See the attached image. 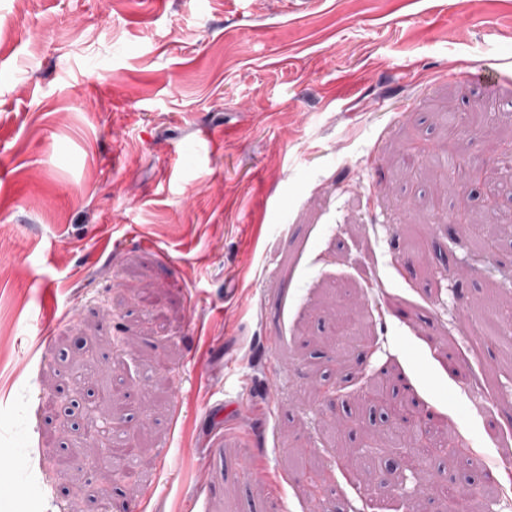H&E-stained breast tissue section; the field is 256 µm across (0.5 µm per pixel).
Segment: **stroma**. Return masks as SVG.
Segmentation results:
<instances>
[{"label": "stroma", "instance_id": "stroma-1", "mask_svg": "<svg viewBox=\"0 0 512 512\" xmlns=\"http://www.w3.org/2000/svg\"><path fill=\"white\" fill-rule=\"evenodd\" d=\"M374 2L0 0V512H452L386 471L380 381L512 512V199L456 175L512 177V0Z\"/></svg>", "mask_w": 512, "mask_h": 512}]
</instances>
